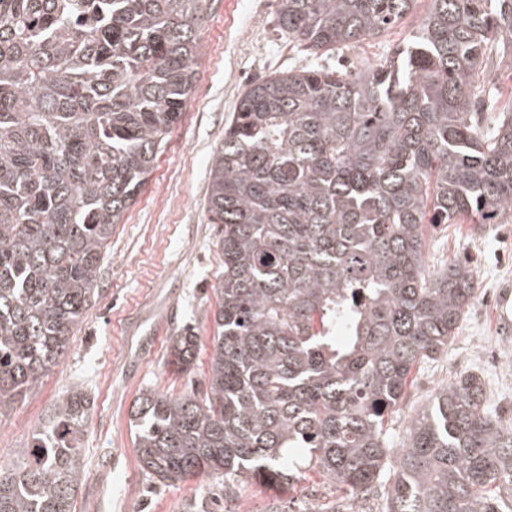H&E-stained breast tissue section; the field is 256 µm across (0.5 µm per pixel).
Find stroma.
I'll return each mask as SVG.
<instances>
[{
	"instance_id": "obj_1",
	"label": "stroma",
	"mask_w": 512,
	"mask_h": 512,
	"mask_svg": "<svg viewBox=\"0 0 512 512\" xmlns=\"http://www.w3.org/2000/svg\"><path fill=\"white\" fill-rule=\"evenodd\" d=\"M427 8L428 0H416L401 23L337 51L328 65L375 61L408 40ZM275 11V0H219L206 19L192 92L145 184L112 227L84 321L37 387L17 396L0 416V461L8 463L62 396L77 390L90 399L74 512H304L316 498L335 501L338 512H381V498L336 495L311 472L285 492L245 484L231 503L218 475L166 485L141 469L130 429L132 407L144 391H200L208 377L215 289L224 277V231L207 211L213 155L251 81L308 62L281 34ZM450 261L471 265L476 296L447 349L413 369L408 394L389 422L395 449L409 419L462 373L478 376L495 415L512 421V335L499 333L496 318L500 287L512 283V223L429 230V270ZM188 329L198 346L197 360L185 373L167 355L172 338Z\"/></svg>"
}]
</instances>
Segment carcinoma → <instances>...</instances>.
<instances>
[{
	"mask_svg": "<svg viewBox=\"0 0 512 512\" xmlns=\"http://www.w3.org/2000/svg\"><path fill=\"white\" fill-rule=\"evenodd\" d=\"M218 0H0V415L65 351L101 250L179 120L199 28ZM416 0H277L316 62L242 94L210 169L224 227L207 391L152 390L131 412L142 469L269 489L312 470L385 512H505L512 424L462 374L390 447L412 369L448 347L474 298L468 265L430 274V224L512 215V96L479 82L512 60V0H429L418 30L348 72L317 63L373 39ZM176 336L171 363L196 357ZM87 397L62 398L0 463V512H74ZM398 465L387 472L388 458Z\"/></svg>",
	"mask_w": 512,
	"mask_h": 512,
	"instance_id": "cac0c4a2",
	"label": "carcinoma"
}]
</instances>
